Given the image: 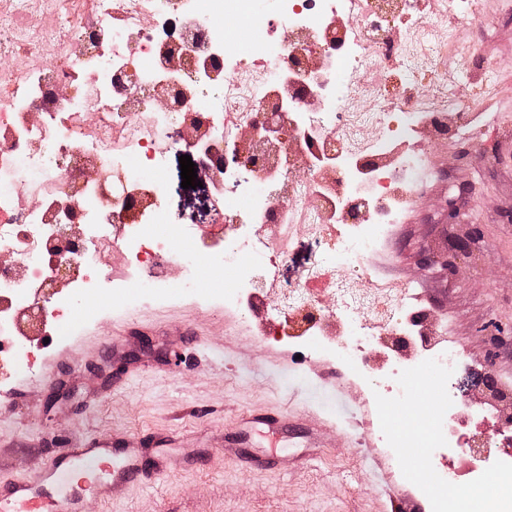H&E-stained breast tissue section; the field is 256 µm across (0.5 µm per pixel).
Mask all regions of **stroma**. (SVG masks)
Listing matches in <instances>:
<instances>
[{"mask_svg":"<svg viewBox=\"0 0 512 512\" xmlns=\"http://www.w3.org/2000/svg\"><path fill=\"white\" fill-rule=\"evenodd\" d=\"M486 3L482 18L455 23L465 61L401 60L390 78L414 82L426 97L446 84L478 118L470 140L422 133L420 151L433 176L415 188L369 258L374 279L413 284L446 340L467 347L471 370L460 388L478 402L491 378L512 395V346L492 343L512 335V137L499 134L512 126V0ZM488 60L498 66L491 81L482 70ZM164 151L161 221L193 227L189 245L200 248L213 230V208L244 205L258 183L242 170L221 200L200 167L198 188H183L184 148L168 143ZM465 183L474 192L462 200L461 222L449 223L443 199ZM463 236L470 254L455 271L420 268L422 250ZM104 266L112 291L90 301L75 332L64 333L49 316L33 326L25 312L15 313L33 370L16 378L17 357L0 358V394L22 390L15 407L0 410V476L33 477L68 442L116 430L158 449L167 464L149 482L114 487L105 498L86 495L83 512H430L432 474L399 436L379 442L381 405L366 378L338 366L297 323L273 321V294L229 304V285L185 292L182 267L172 263L165 291L142 300L126 285L132 269L122 248L105 254ZM50 336L61 359L45 347ZM259 411L287 428L270 435L246 428ZM503 428L489 406L450 426L466 438L495 435L486 449L495 461L512 454V443L497 436ZM228 444L239 455L225 453ZM268 455L275 463L266 469L243 462Z\"/></svg>","mask_w":512,"mask_h":512,"instance_id":"1","label":"stroma"}]
</instances>
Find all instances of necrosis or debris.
Masks as SVG:
<instances>
[{
	"label": "necrosis or debris",
	"mask_w": 512,
	"mask_h": 512,
	"mask_svg": "<svg viewBox=\"0 0 512 512\" xmlns=\"http://www.w3.org/2000/svg\"><path fill=\"white\" fill-rule=\"evenodd\" d=\"M391 3L413 25L423 52L441 48L459 56V47L439 41L462 8L458 0H429L425 15L417 0ZM51 6L52 25L27 30L17 43L27 65L0 76V255L11 258L0 264V352L6 337L16 333L2 301L36 305L35 289L52 269L70 272L75 296L111 289L112 279L100 263L118 239L127 247L140 287L149 293L162 290L161 269L175 257L185 287H197L193 261L175 250L176 240L192 231L159 223L160 192L142 173L164 167L158 140L180 141L185 115L212 143L197 154L201 166L212 173L216 186L232 182L238 171L224 164L223 150L234 145L241 128L264 119L272 107L270 88L297 65L295 45L286 38L266 40L234 56L225 52L223 21L251 11L249 0H51ZM339 13L350 19L351 33L334 38L328 34L329 21ZM257 21L301 32L306 52L322 57L323 66L309 86H290L288 124L301 150H328L336 177L327 184L304 173L266 180L264 189L237 208L232 235L212 238L207 248L225 268L239 269V290L276 292L275 317L301 319L304 335H320V295L331 290L344 326L333 355L354 369H363L381 336L391 337L398 356L420 344L417 368L398 359L375 381L373 392L394 404L404 399L412 371L433 376L438 382L436 414L414 433L421 447H433L449 421L467 411L453 391L467 371L466 352L433 338L413 289L402 282L371 281L367 262L417 181L429 174L421 157L401 153L388 167L381 158L395 139L421 129L444 140L467 134L471 115L457 111L453 100L424 101L408 86L384 94L381 77L403 49L382 15L364 0H299ZM74 40L84 48L77 63H44V56L67 53ZM175 54L187 55L192 63L180 77L177 114L154 102L170 78L167 62ZM363 69L374 72V79L339 85V76ZM63 86L69 87L68 96H60ZM347 96L368 102V109L348 111ZM396 110L401 124L394 132L390 123ZM87 160L123 178L126 192L100 199L85 175ZM25 195L36 197V204L23 206ZM73 196L80 197V207L65 206ZM274 196L283 203L281 211L270 208ZM279 222L283 234L269 238L265 226ZM62 224L79 226V235L60 236ZM300 227L319 239L321 249L305 280L287 284L279 268Z\"/></svg>",
	"instance_id": "necrosis-or-debris-1"
}]
</instances>
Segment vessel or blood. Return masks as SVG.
Segmentation results:
<instances>
[{
	"mask_svg": "<svg viewBox=\"0 0 512 512\" xmlns=\"http://www.w3.org/2000/svg\"><path fill=\"white\" fill-rule=\"evenodd\" d=\"M143 449L133 447L126 436L102 437L89 445H72L54 457L37 478L24 481L0 479V512H40L39 490L68 483L62 512H81L85 493L108 496L113 486L139 483L147 474L142 467Z\"/></svg>",
	"mask_w": 512,
	"mask_h": 512,
	"instance_id": "b4317fda",
	"label": "vessel or blood"
}]
</instances>
